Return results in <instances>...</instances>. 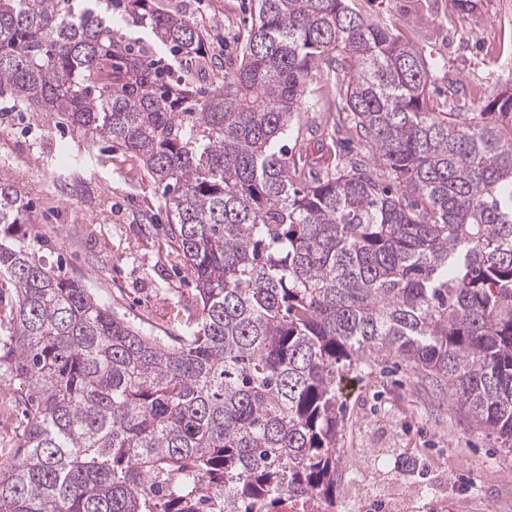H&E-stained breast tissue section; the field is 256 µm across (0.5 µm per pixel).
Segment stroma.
<instances>
[{
	"label": "stroma",
	"instance_id": "obj_1",
	"mask_svg": "<svg viewBox=\"0 0 512 512\" xmlns=\"http://www.w3.org/2000/svg\"><path fill=\"white\" fill-rule=\"evenodd\" d=\"M370 21L395 24L431 62L445 66L432 104L443 103L449 81L466 92L469 111L493 91L512 87V66L501 65L494 40L512 28V0H479L472 14L451 0H353ZM208 34L212 57L234 54L237 35L252 22L254 0H184ZM348 71L315 70L311 103L299 116L301 135L288 140V160L318 155L336 109V86ZM69 140L72 177L58 183L43 145ZM0 174L11 177L30 205L26 242L61 275L81 280L97 300L152 336H168L190 303L194 285L165 237L161 190L140 161L90 145L71 127L17 105L0 119ZM18 381L0 384V448L15 447L23 407ZM336 395L345 413L337 467L336 512H496L512 507V452L473 423L448 390L397 359L352 371ZM413 459L412 475L398 466Z\"/></svg>",
	"mask_w": 512,
	"mask_h": 512
}]
</instances>
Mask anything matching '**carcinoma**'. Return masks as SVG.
I'll return each instance as SVG.
<instances>
[{
    "mask_svg": "<svg viewBox=\"0 0 512 512\" xmlns=\"http://www.w3.org/2000/svg\"><path fill=\"white\" fill-rule=\"evenodd\" d=\"M255 2L201 97L179 9L0 0V97L138 158L195 283L180 334H144L36 258L0 174V378L25 390L0 512H336V379L383 356L512 448V88L466 112L450 80L436 109L415 44L348 0ZM321 62L351 69L329 138L373 155L299 183L283 141Z\"/></svg>",
    "mask_w": 512,
    "mask_h": 512,
    "instance_id": "carcinoma-1",
    "label": "carcinoma"
}]
</instances>
